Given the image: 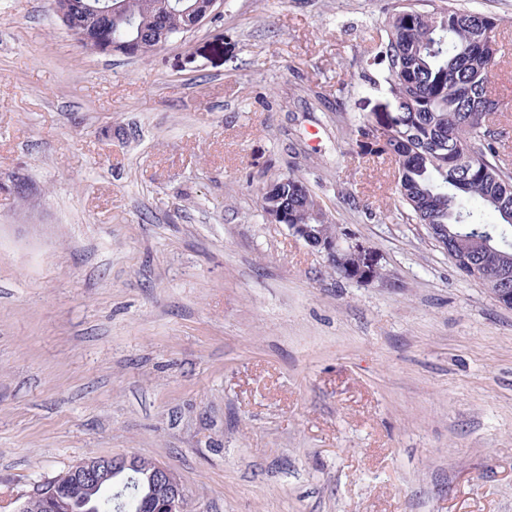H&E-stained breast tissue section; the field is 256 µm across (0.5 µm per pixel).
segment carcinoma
I'll list each match as a JSON object with an SVG mask.
<instances>
[{"label":"carcinoma","instance_id":"cac0c4a2","mask_svg":"<svg viewBox=\"0 0 512 512\" xmlns=\"http://www.w3.org/2000/svg\"><path fill=\"white\" fill-rule=\"evenodd\" d=\"M112 21L97 23L115 52L145 58L156 35L184 33L171 0H114ZM499 20L450 0H399L378 50L360 57L365 70L382 73L391 111L373 112L357 125L361 157L391 158L406 217L422 224L455 267L491 295L512 289V172L500 163L495 115L506 105L490 91L502 58ZM260 206L274 224H323L346 242L307 182L289 173L266 184ZM123 508L98 492L100 512H143L149 505L150 461L142 460ZM70 494L73 512H85L89 493L73 486L70 470L52 478Z\"/></svg>","mask_w":512,"mask_h":512}]
</instances>
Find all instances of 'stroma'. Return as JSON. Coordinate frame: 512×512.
<instances>
[{
    "mask_svg": "<svg viewBox=\"0 0 512 512\" xmlns=\"http://www.w3.org/2000/svg\"><path fill=\"white\" fill-rule=\"evenodd\" d=\"M397 2L224 0L140 59L0 0V512L109 455L190 512H512V309L356 153ZM459 2L499 18L512 100V0ZM289 172L385 281L266 221Z\"/></svg>",
    "mask_w": 512,
    "mask_h": 512,
    "instance_id": "obj_1",
    "label": "stroma"
}]
</instances>
